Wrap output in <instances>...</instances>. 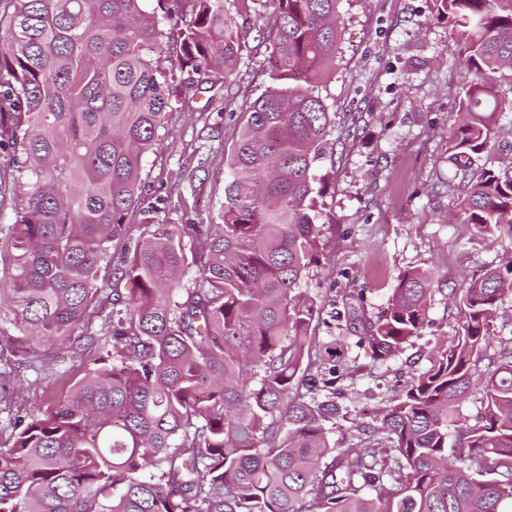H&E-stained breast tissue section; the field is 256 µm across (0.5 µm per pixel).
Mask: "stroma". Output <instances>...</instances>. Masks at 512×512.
I'll use <instances>...</instances> for the list:
<instances>
[{
	"instance_id": "stroma-1",
	"label": "stroma",
	"mask_w": 512,
	"mask_h": 512,
	"mask_svg": "<svg viewBox=\"0 0 512 512\" xmlns=\"http://www.w3.org/2000/svg\"><path fill=\"white\" fill-rule=\"evenodd\" d=\"M432 8V0H341L336 62L321 88L335 123L317 163L326 184L318 219L324 253L302 287L327 307L315 336L337 341L341 363L357 369L338 401L330 435L340 448L379 447L380 412L426 366L430 341L457 334L458 315L448 309L447 294L485 268L512 260L511 243L448 219L455 207L445 189L448 130L466 71L447 23L431 21ZM267 21L264 15L245 19L231 92L218 85L192 93L187 73L176 72L172 110L141 163L142 192L159 205L150 214L132 209L128 223H218L241 117L272 84L267 43L259 33ZM411 269L435 277L425 332L396 357L370 363L346 321L335 320L328 307L345 293H360L368 314L379 315L400 274ZM17 372L21 382L12 408L0 411V444L10 438L13 414L59 389L54 374L38 376L23 366Z\"/></svg>"
}]
</instances>
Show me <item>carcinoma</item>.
<instances>
[{
	"label": "carcinoma",
	"instance_id": "obj_1",
	"mask_svg": "<svg viewBox=\"0 0 512 512\" xmlns=\"http://www.w3.org/2000/svg\"><path fill=\"white\" fill-rule=\"evenodd\" d=\"M0 12V352L36 374L53 350L95 349L85 376L17 416L0 446V512H512V351L486 354L512 262L453 296L458 335L437 342L385 409L380 448H338L328 423L353 371L313 336L324 305L300 287L323 250L332 133L320 95L341 0H267L276 85L250 103L231 152L221 223L195 237L125 223L141 158L188 89L234 84L239 19L254 0H8ZM470 79L448 134L447 192L463 224L512 241V161L500 144L512 91V0H433ZM178 27L170 54L167 26ZM190 242H185V238ZM123 256L112 263V249ZM200 264L193 288L183 273ZM429 271L403 272L373 318L342 301L370 362L426 325ZM110 318L103 334L94 321ZM330 375L322 397L308 372ZM16 375L0 370V405ZM481 392V420L456 407Z\"/></svg>",
	"mask_w": 512,
	"mask_h": 512
}]
</instances>
